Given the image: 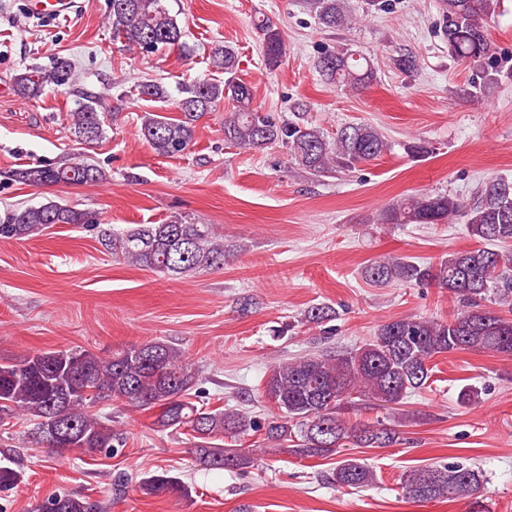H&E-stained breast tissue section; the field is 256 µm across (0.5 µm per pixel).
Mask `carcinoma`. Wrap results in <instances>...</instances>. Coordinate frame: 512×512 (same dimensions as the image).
Instances as JSON below:
<instances>
[{"mask_svg": "<svg viewBox=\"0 0 512 512\" xmlns=\"http://www.w3.org/2000/svg\"><path fill=\"white\" fill-rule=\"evenodd\" d=\"M499 0H441L442 36L448 53L467 65L480 66L490 58L487 20ZM310 11L328 28L356 20L344 0H308ZM112 39L130 49L154 53L182 46V30L163 0H110L108 17ZM258 28L267 69H277L285 55L280 30L268 20ZM211 68L224 80L200 78L180 89L175 99L179 116L157 113L143 116L140 133L160 156L186 151L194 140L196 122L224 101L233 111L224 116V141L243 149L278 145L289 160L314 178L350 170L382 157L388 149L375 127L349 124L330 139L309 122L285 120L254 106L252 87L237 77L238 55L218 45L209 58ZM70 64L61 61L50 70L30 68L14 78L22 98L40 96L48 85H60ZM317 68L330 84L359 92L375 79L373 63L353 52L326 53ZM137 98L165 103L168 89L146 81L136 87ZM102 98L87 96L72 113L76 141L91 145L105 135ZM15 180L28 185L81 186L103 179L83 161L58 167L31 164L13 171ZM374 224H466L482 245L450 253L435 264L416 263L408 257L377 259L362 270L366 281L389 284L435 285L459 298L466 310L451 319L404 317L382 324L371 340L344 353L307 354L269 368L264 376L265 396L279 417L259 426L239 409H204L189 401L197 373L183 352L163 341H147L102 357L88 350L64 349L27 355L0 364V420L21 418L30 423V435L49 449L63 447L61 436L76 438L84 454L122 446L124 437L94 413L101 401H121L149 410L159 408L155 425L162 429L187 428L197 439L195 452L211 469L250 467L251 458L239 449L216 448L212 440L265 430L266 439L290 442L299 457L334 456L350 444L354 448H389L400 441L395 425L350 424L339 411L357 398L397 404L426 387L430 362L438 354L479 349L491 354H512V179L491 178L464 200L449 194L419 193L396 200L375 212ZM88 213L49 199L38 206L14 210L0 220V239L23 240L38 236L55 224L90 225ZM101 245L113 258L124 260L171 279L218 268L228 250L213 224H194L182 218L164 224H138L121 233L101 231ZM508 308L503 314L498 308ZM334 314L326 305L303 311L301 321L321 324ZM336 487L359 489L376 481L374 470L359 458H342L326 476ZM22 482L20 471L0 466V490ZM149 496L187 498L191 489L167 472L152 474L138 483ZM405 497L415 501L471 497L484 490L482 472L463 464L413 469L402 478ZM50 508L38 512H101V505L76 494L47 498Z\"/></svg>", "mask_w": 512, "mask_h": 512, "instance_id": "obj_1", "label": "carcinoma"}]
</instances>
